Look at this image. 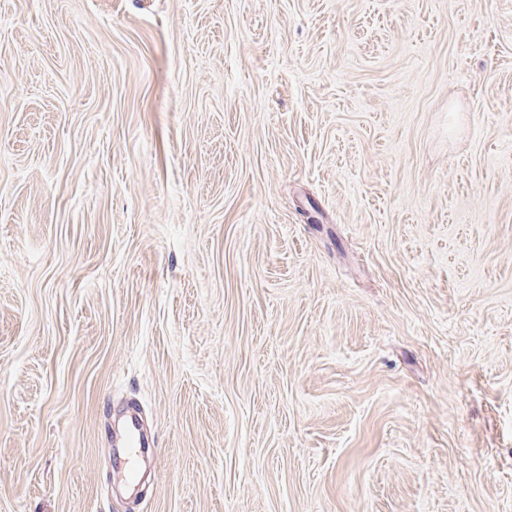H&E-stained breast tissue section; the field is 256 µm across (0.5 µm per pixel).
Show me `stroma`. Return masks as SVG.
Here are the masks:
<instances>
[{
	"mask_svg": "<svg viewBox=\"0 0 512 512\" xmlns=\"http://www.w3.org/2000/svg\"><path fill=\"white\" fill-rule=\"evenodd\" d=\"M0 512H512V0H0ZM140 439L141 431L137 418L134 415L127 416L124 434L121 438H115L112 444L116 448H125L124 455L127 460V466L131 463V458L136 454V447H140Z\"/></svg>",
	"mask_w": 512,
	"mask_h": 512,
	"instance_id": "obj_1",
	"label": "stroma"
}]
</instances>
